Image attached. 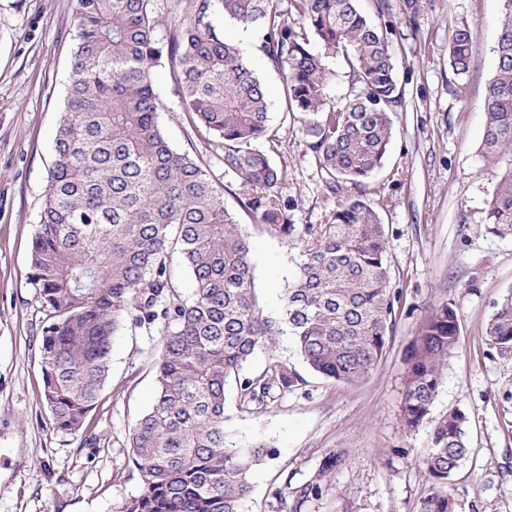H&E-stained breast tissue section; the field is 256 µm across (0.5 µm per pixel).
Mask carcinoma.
I'll use <instances>...</instances> for the list:
<instances>
[{"instance_id": "obj_1", "label": "carcinoma", "mask_w": 512, "mask_h": 512, "mask_svg": "<svg viewBox=\"0 0 512 512\" xmlns=\"http://www.w3.org/2000/svg\"><path fill=\"white\" fill-rule=\"evenodd\" d=\"M153 2L77 0L56 160L26 275L48 311L41 397L56 429L80 433L109 377L115 336L158 329L156 396L129 435L141 490L119 512H243L251 471L276 450L261 440L233 441L225 428L228 390L236 386L242 406L259 405L300 380L277 360L244 377L252 356L287 336L310 370L353 383L386 350L393 313L386 234L377 211L345 187L362 186L380 166L401 94L385 34L357 0H297L305 32L282 18L280 0H218L231 21H269L258 50L281 71L287 110L336 198L327 223L291 224L277 194L283 172L255 148L270 132L265 84L211 23L212 0H188L187 16L165 43L156 37ZM472 39L470 27L457 29L449 61L458 76L468 71ZM494 51L481 155L496 173L484 224L502 236L512 234V0H502ZM340 52L352 57L356 90L330 107L331 64ZM164 57L182 111L198 132L223 141L224 166L246 206L269 233L302 247L275 317L259 302L250 236L225 207L224 192L161 127L154 68ZM177 267L189 273L188 295L173 277ZM486 336L512 351V292ZM458 347L457 313L445 304L408 352L405 431L429 415ZM466 422L464 411H449L416 458L432 483L420 512H457L448 479L468 453ZM341 461L328 457L314 480L279 493L280 507L301 512Z\"/></svg>"}]
</instances>
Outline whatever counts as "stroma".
Returning a JSON list of instances; mask_svg holds the SVG:
<instances>
[{
	"instance_id": "stroma-1",
	"label": "stroma",
	"mask_w": 512,
	"mask_h": 512,
	"mask_svg": "<svg viewBox=\"0 0 512 512\" xmlns=\"http://www.w3.org/2000/svg\"><path fill=\"white\" fill-rule=\"evenodd\" d=\"M387 30L401 103L382 166L361 188L378 212L388 250L394 317L379 364L354 383L309 370L291 339L277 356L301 376L293 391L242 407L228 397L227 427L236 437L276 448L251 476L245 512H279L277 494L315 478L326 456L345 460L320 498L302 512H418L431 484L416 465L439 419L454 409L468 417L470 453L448 486L458 512H512V352L489 344L485 328L512 292V235L483 224L496 180L480 155L486 88L501 0H359ZM76 0H0V512H118L140 491L130 460L129 431L155 392L158 333L115 337L109 379L83 435L55 429L40 401L41 327L47 319L25 272L50 180L55 137L75 48ZM265 81L273 140L257 149L285 172L278 194L294 224H322L335 206L319 160L299 122L286 113L277 67L256 49L260 27L212 14ZM474 32L470 65L449 63L460 26ZM159 121L171 144L202 160L224 203L251 234L260 301L277 315L300 259L298 243L268 234L245 206L216 140L201 137L182 112L168 68L155 72ZM458 316L460 348L422 426L404 431L405 356L434 309Z\"/></svg>"
}]
</instances>
